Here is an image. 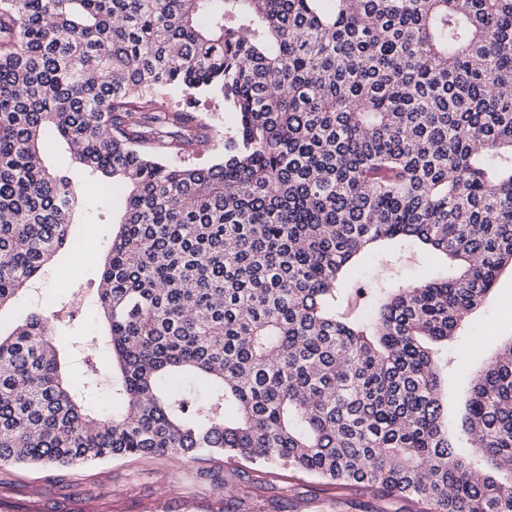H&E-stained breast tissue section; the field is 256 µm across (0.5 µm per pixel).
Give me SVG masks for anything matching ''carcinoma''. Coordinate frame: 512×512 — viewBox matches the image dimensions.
Here are the masks:
<instances>
[{"instance_id":"cac0c4a2","label":"carcinoma","mask_w":512,"mask_h":512,"mask_svg":"<svg viewBox=\"0 0 512 512\" xmlns=\"http://www.w3.org/2000/svg\"><path fill=\"white\" fill-rule=\"evenodd\" d=\"M200 92L235 115L208 167ZM95 174L123 198L109 349L77 389L47 316L0 334V466L222 455L512 512V340L456 432L439 348L512 270V0H0V307L75 244Z\"/></svg>"}]
</instances>
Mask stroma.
<instances>
[{"instance_id": "35a3bbf8", "label": "stroma", "mask_w": 512, "mask_h": 512, "mask_svg": "<svg viewBox=\"0 0 512 512\" xmlns=\"http://www.w3.org/2000/svg\"><path fill=\"white\" fill-rule=\"evenodd\" d=\"M112 200L91 190L72 234L79 250H59L15 305L0 313L9 329L23 315L57 301L55 334L66 337L62 353L73 370L87 356H100L105 344L97 303L103 262L112 245ZM79 278H72V267ZM491 325L498 341L512 338V274L503 273L472 318ZM493 344L462 332L448 346L445 391L448 419L456 421L470 376L484 363ZM15 497L31 512H49L63 497L96 500L100 512H415L404 499L383 500L364 487L339 488L299 472L275 468L260 474L254 465L224 458L186 461L168 457L106 460L75 469L0 466V496Z\"/></svg>"}]
</instances>
